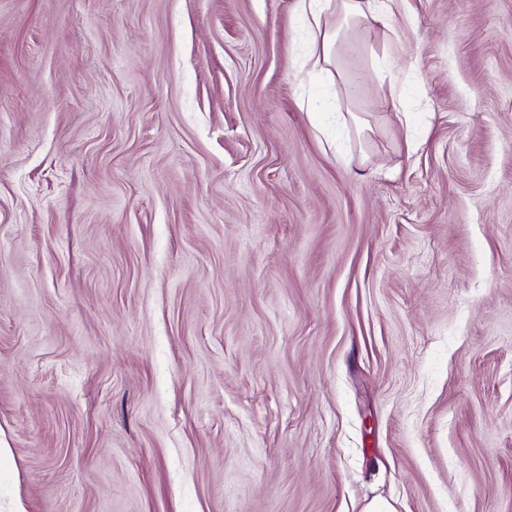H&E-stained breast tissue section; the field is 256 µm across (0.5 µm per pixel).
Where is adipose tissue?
<instances>
[{
  "label": "adipose tissue",
  "mask_w": 512,
  "mask_h": 512,
  "mask_svg": "<svg viewBox=\"0 0 512 512\" xmlns=\"http://www.w3.org/2000/svg\"><path fill=\"white\" fill-rule=\"evenodd\" d=\"M294 13L302 21L310 48L306 68L326 70L338 42L354 25L387 23L391 0H295Z\"/></svg>",
  "instance_id": "adipose-tissue-1"
}]
</instances>
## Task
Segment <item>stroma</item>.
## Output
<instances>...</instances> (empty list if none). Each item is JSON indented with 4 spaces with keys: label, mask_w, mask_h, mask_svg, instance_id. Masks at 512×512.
I'll list each match as a JSON object with an SVG mask.
<instances>
[{
    "label": "stroma",
    "mask_w": 512,
    "mask_h": 512,
    "mask_svg": "<svg viewBox=\"0 0 512 512\" xmlns=\"http://www.w3.org/2000/svg\"><path fill=\"white\" fill-rule=\"evenodd\" d=\"M293 8L0 0V512H512V0ZM394 0H295V16L302 21L310 48L305 67L325 71L332 64L338 42L354 25L375 21L386 25ZM336 14V23L328 16Z\"/></svg>",
    "instance_id": "35a3bbf8"
}]
</instances>
